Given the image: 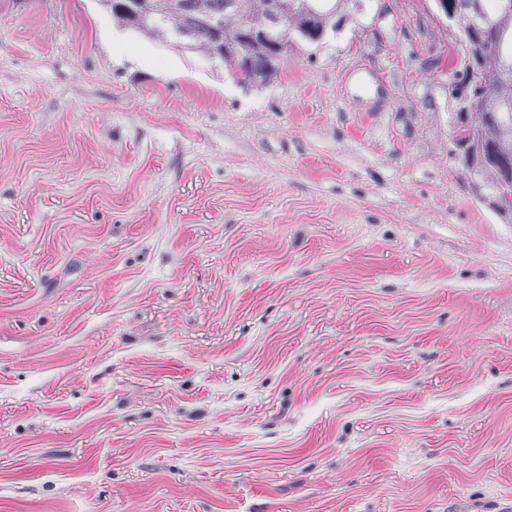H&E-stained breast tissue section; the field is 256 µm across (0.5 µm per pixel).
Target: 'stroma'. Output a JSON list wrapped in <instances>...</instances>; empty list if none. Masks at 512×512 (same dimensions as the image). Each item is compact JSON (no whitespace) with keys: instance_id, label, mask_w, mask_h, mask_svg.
I'll return each instance as SVG.
<instances>
[{"instance_id":"obj_1","label":"stroma","mask_w":512,"mask_h":512,"mask_svg":"<svg viewBox=\"0 0 512 512\" xmlns=\"http://www.w3.org/2000/svg\"><path fill=\"white\" fill-rule=\"evenodd\" d=\"M434 0L241 86L0 0V512H512V223Z\"/></svg>"}]
</instances>
